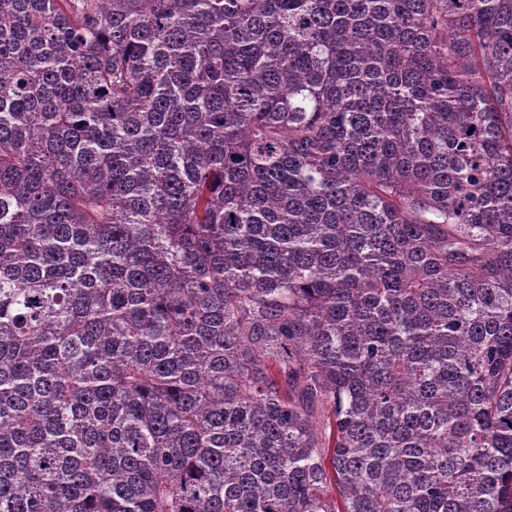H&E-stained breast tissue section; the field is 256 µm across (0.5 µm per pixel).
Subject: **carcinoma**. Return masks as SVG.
I'll use <instances>...</instances> for the list:
<instances>
[{
  "label": "carcinoma",
  "mask_w": 512,
  "mask_h": 512,
  "mask_svg": "<svg viewBox=\"0 0 512 512\" xmlns=\"http://www.w3.org/2000/svg\"><path fill=\"white\" fill-rule=\"evenodd\" d=\"M0 512H512V0H0Z\"/></svg>",
  "instance_id": "1"
}]
</instances>
